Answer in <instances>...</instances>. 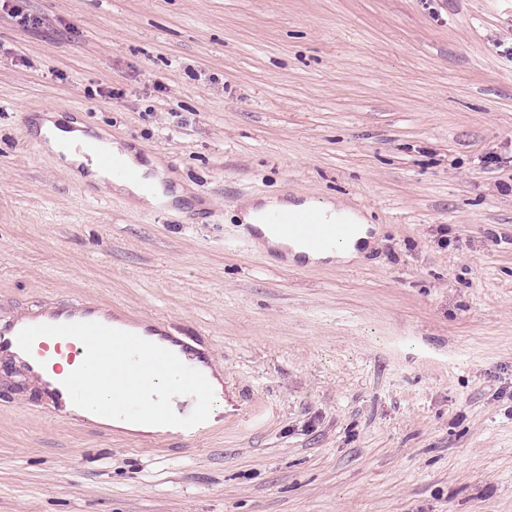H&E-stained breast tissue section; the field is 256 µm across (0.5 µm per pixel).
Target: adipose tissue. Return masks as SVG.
<instances>
[{"label": "adipose tissue", "mask_w": 512, "mask_h": 512, "mask_svg": "<svg viewBox=\"0 0 512 512\" xmlns=\"http://www.w3.org/2000/svg\"><path fill=\"white\" fill-rule=\"evenodd\" d=\"M30 130L32 135L40 141L44 152L60 161L76 179L108 185L113 192L133 198L141 208L152 210L164 204H175L178 200L190 196L183 185L168 187L162 165L156 159L142 156L137 148L131 147L124 141H109L104 146L126 168L135 171V178L127 179L111 175L97 168L96 165L90 164L85 157V152L87 148L99 144L97 138L92 132L87 131L84 125L68 120L63 113L42 114L33 120ZM286 209L296 212L314 210L321 214L327 223L344 220L357 225L358 230L346 244L338 247L336 252L324 255L304 253L297 242L268 233L256 237L255 242L258 247L266 251L281 252L291 258L303 254L312 264L326 259L345 264L359 259L363 249L371 240L370 226L367 221L359 213L346 208L332 198L321 201L312 199L291 201L278 196L246 199L238 205V219L241 224L256 225L259 224L262 216ZM78 388L81 393L90 395L104 413H111L113 404L123 405L128 414L127 420L122 423L125 430L143 434L160 432L161 425L154 415L138 412L139 392L131 390L122 396H115L111 384L94 366H85L79 378Z\"/></svg>", "instance_id": "1"}]
</instances>
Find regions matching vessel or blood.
Wrapping results in <instances>:
<instances>
[{
    "label": "vessel or blood",
    "instance_id": "vessel-or-blood-1",
    "mask_svg": "<svg viewBox=\"0 0 512 512\" xmlns=\"http://www.w3.org/2000/svg\"><path fill=\"white\" fill-rule=\"evenodd\" d=\"M266 226L280 236L298 239L312 251L338 246L352 232L348 224H327L314 214L288 211L269 215ZM117 338L148 353L142 369L132 368L121 357L104 355V348ZM61 340L71 344L70 360H90L125 389L138 385L140 370L159 374L172 366L185 369L186 395L175 410H168L157 395L142 399L141 410L162 414L168 437L194 440L212 428L211 408L199 397L213 370L212 357L187 329L140 319L88 296L43 299L8 318L0 317V361L20 369L57 415L84 424L97 416L89 398L79 392L76 377L60 376L48 361L50 343Z\"/></svg>",
    "mask_w": 512,
    "mask_h": 512
}]
</instances>
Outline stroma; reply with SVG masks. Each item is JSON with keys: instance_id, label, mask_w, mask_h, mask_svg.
Masks as SVG:
<instances>
[{"instance_id": "1", "label": "stroma", "mask_w": 512, "mask_h": 512, "mask_svg": "<svg viewBox=\"0 0 512 512\" xmlns=\"http://www.w3.org/2000/svg\"><path fill=\"white\" fill-rule=\"evenodd\" d=\"M52 108L191 202L77 180L27 135ZM280 195L341 199L374 245L272 266L237 205ZM76 294L198 333L224 414L185 444L77 425L0 363V512H512V15L6 0L0 314Z\"/></svg>"}]
</instances>
